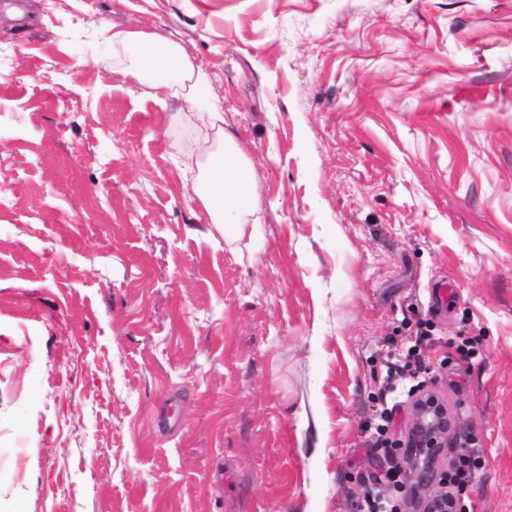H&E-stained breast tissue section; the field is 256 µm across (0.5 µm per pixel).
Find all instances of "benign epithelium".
Instances as JSON below:
<instances>
[{
  "instance_id": "7a95c632",
  "label": "benign epithelium",
  "mask_w": 512,
  "mask_h": 512,
  "mask_svg": "<svg viewBox=\"0 0 512 512\" xmlns=\"http://www.w3.org/2000/svg\"><path fill=\"white\" fill-rule=\"evenodd\" d=\"M454 425L448 404L422 390L411 402V421L404 438L396 443L412 476V492L426 499V512H457V497L448 489V470L441 467Z\"/></svg>"
}]
</instances>
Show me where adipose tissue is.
Returning a JSON list of instances; mask_svg holds the SVG:
<instances>
[{
	"label": "adipose tissue",
	"instance_id": "1",
	"mask_svg": "<svg viewBox=\"0 0 512 512\" xmlns=\"http://www.w3.org/2000/svg\"><path fill=\"white\" fill-rule=\"evenodd\" d=\"M111 40L128 53L123 76L143 96L179 99L193 110L196 140L206 148L196 165L194 194L211 223L223 227L226 240L242 238L247 224L260 221L259 196L249 159L224 131V105L210 72L179 42L155 32L116 29Z\"/></svg>",
	"mask_w": 512,
	"mask_h": 512
}]
</instances>
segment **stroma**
Listing matches in <instances>:
<instances>
[{
  "instance_id": "stroma-1",
  "label": "stroma",
  "mask_w": 512,
  "mask_h": 512,
  "mask_svg": "<svg viewBox=\"0 0 512 512\" xmlns=\"http://www.w3.org/2000/svg\"><path fill=\"white\" fill-rule=\"evenodd\" d=\"M112 25L210 71L242 242ZM413 344L458 512H512V0H0V512H363Z\"/></svg>"
}]
</instances>
